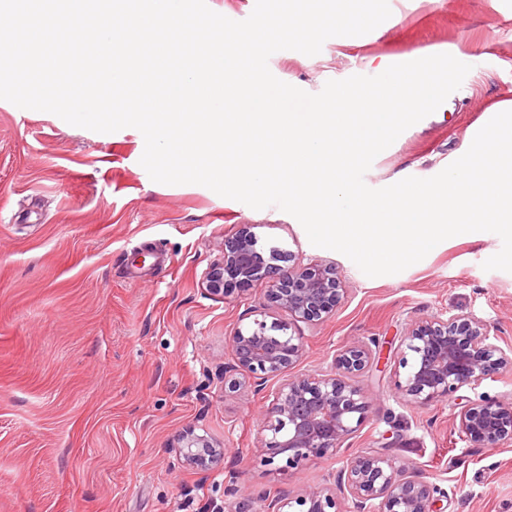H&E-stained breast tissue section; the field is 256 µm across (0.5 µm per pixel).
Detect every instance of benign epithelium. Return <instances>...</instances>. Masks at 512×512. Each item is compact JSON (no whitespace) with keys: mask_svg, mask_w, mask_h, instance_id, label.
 Wrapping results in <instances>:
<instances>
[{"mask_svg":"<svg viewBox=\"0 0 512 512\" xmlns=\"http://www.w3.org/2000/svg\"><path fill=\"white\" fill-rule=\"evenodd\" d=\"M287 252L258 247L252 234L242 231L224 241L222 259L205 271L202 287L211 296L224 295L228 286L248 288L261 283L270 306L295 323L316 324L336 312L347 294L337 268L310 261L284 266ZM265 312L254 313L247 325L230 333L227 345L232 364L224 373L238 377L228 387L266 392L278 379L271 406L262 422L261 462L279 471H291L309 462L340 458L335 486L284 491L271 500L267 512H437L441 489L415 479L407 467L377 453H345L347 442L366 423L370 399L359 378L374 363L372 350L352 342L337 350L332 367L318 374L292 375L289 370L305 355L303 336L287 333L289 325ZM409 357L402 358L404 377L397 383L403 399L431 404L447 399L503 370L512 371V347L491 339L490 325L464 315H441L410 324L401 339ZM453 425L475 448H500L512 443V402L482 398L461 407ZM172 448L182 466L198 472L211 470L224 458V448L207 432L188 426ZM346 493V501L336 490ZM232 498L227 512H255L258 498L225 486Z\"/></svg>","mask_w":512,"mask_h":512,"instance_id":"1","label":"benign epithelium"}]
</instances>
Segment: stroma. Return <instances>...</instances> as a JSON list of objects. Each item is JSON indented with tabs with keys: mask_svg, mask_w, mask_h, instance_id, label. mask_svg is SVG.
I'll return each mask as SVG.
<instances>
[{
	"mask_svg": "<svg viewBox=\"0 0 512 512\" xmlns=\"http://www.w3.org/2000/svg\"><path fill=\"white\" fill-rule=\"evenodd\" d=\"M388 4L390 17L368 34L268 61L275 77L312 94L439 50L470 65L458 90L374 159L364 181L375 189L438 174L490 107L512 98V0ZM144 147L134 128L94 132L0 100V512H225L231 470L239 487L269 496L333 482L334 457L287 474L262 466L255 450L269 401L224 384L225 340L266 307L267 293L257 284L214 297L201 279L244 228L293 262L336 266L346 282L334 315L300 325L306 353L296 371L329 369L351 340L372 348L378 365L361 379L371 414L350 453L383 448L410 462L415 478L442 489V512H512V444L471 447L451 421L483 395L512 401V371L429 405L396 389L413 321L464 314L512 345V273L483 268L502 247L498 235L451 237L401 273L370 278L313 246L278 207L153 182ZM188 425L224 447L208 475L170 449Z\"/></svg>",
	"mask_w": 512,
	"mask_h": 512,
	"instance_id": "stroma-1",
	"label": "stroma"
}]
</instances>
